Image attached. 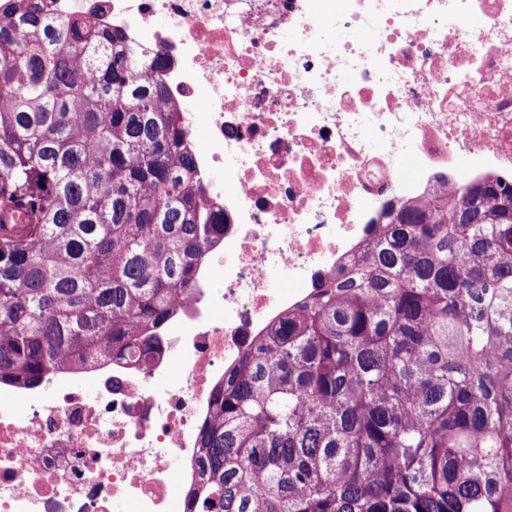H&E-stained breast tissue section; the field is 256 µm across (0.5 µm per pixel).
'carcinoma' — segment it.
Returning a JSON list of instances; mask_svg holds the SVG:
<instances>
[{
    "label": "carcinoma",
    "instance_id": "carcinoma-1",
    "mask_svg": "<svg viewBox=\"0 0 512 512\" xmlns=\"http://www.w3.org/2000/svg\"><path fill=\"white\" fill-rule=\"evenodd\" d=\"M0 0V386L156 349L224 239L168 60ZM187 512H512V185L405 205L224 373Z\"/></svg>",
    "mask_w": 512,
    "mask_h": 512
}]
</instances>
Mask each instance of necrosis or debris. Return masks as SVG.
Listing matches in <instances>:
<instances>
[{
  "label": "necrosis or debris",
  "mask_w": 512,
  "mask_h": 512,
  "mask_svg": "<svg viewBox=\"0 0 512 512\" xmlns=\"http://www.w3.org/2000/svg\"><path fill=\"white\" fill-rule=\"evenodd\" d=\"M99 2L170 58L224 238L157 353L0 391V512H184L239 356L384 212L512 183V0Z\"/></svg>",
  "instance_id": "1"
}]
</instances>
